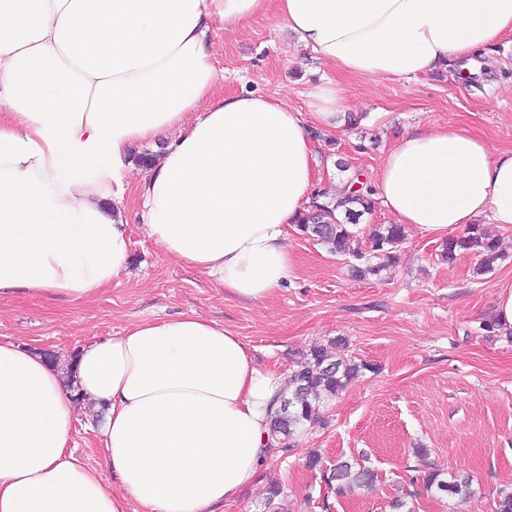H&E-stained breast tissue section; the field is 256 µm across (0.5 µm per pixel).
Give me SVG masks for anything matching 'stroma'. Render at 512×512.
Listing matches in <instances>:
<instances>
[{"label": "stroma", "instance_id": "35a3bbf8", "mask_svg": "<svg viewBox=\"0 0 512 512\" xmlns=\"http://www.w3.org/2000/svg\"><path fill=\"white\" fill-rule=\"evenodd\" d=\"M212 41L217 93L262 94L306 113L318 86L339 84L354 116L336 132L309 131L316 190L325 195L356 173L371 181L385 153L420 126L450 124L493 148L512 149V88L504 84L512 78V34L490 51V71L466 76L454 64L395 82L337 74L270 15L234 33L215 31ZM124 218L131 261L110 288L85 303L1 302L0 336L66 359L87 341L193 311L224 324L258 362L283 374L301 353L337 338L345 340L346 355L371 365L330 403L325 424L275 453L264 480L282 485V498L270 504L264 490H251L219 512H390L395 498L408 512H493L499 490L512 487V333L481 329L494 317L502 285L512 282V227L486 224L503 258L478 277L474 254L447 263L441 239L407 229L398 262L382 280L354 278L347 259L294 228V278L269 299L249 303L172 262L133 207ZM92 415L78 413L69 446L120 492L117 476L102 464ZM313 450L324 469L357 459L376 473L373 488L336 495L321 471L306 468ZM433 470L470 473L471 498L427 492L424 478Z\"/></svg>", "mask_w": 512, "mask_h": 512}]
</instances>
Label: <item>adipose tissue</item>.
Masks as SVG:
<instances>
[{"instance_id": "obj_1", "label": "adipose tissue", "mask_w": 512, "mask_h": 512, "mask_svg": "<svg viewBox=\"0 0 512 512\" xmlns=\"http://www.w3.org/2000/svg\"><path fill=\"white\" fill-rule=\"evenodd\" d=\"M276 13L339 73L392 82L470 60L512 34V0H0V300L84 302L127 267L126 196L175 262L241 300L294 275L288 230L314 193L308 122L349 105L335 83L311 115L260 94L215 96L214 29ZM169 140L140 168L129 149ZM373 194L397 223L443 237L512 226V150L448 125L406 133ZM61 365L0 338V512H215L261 487L286 379L196 313L144 321ZM104 412L102 458L68 446L77 397Z\"/></svg>"}]
</instances>
